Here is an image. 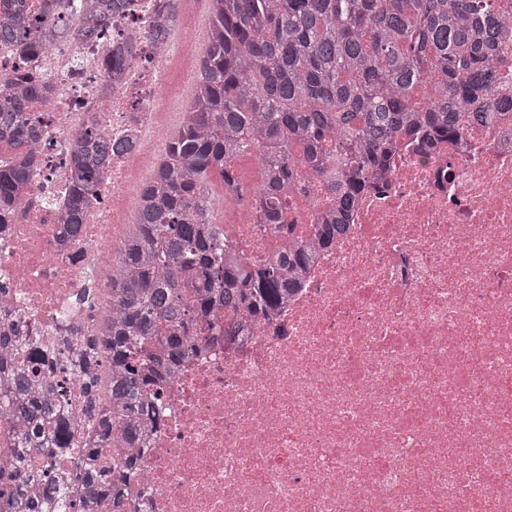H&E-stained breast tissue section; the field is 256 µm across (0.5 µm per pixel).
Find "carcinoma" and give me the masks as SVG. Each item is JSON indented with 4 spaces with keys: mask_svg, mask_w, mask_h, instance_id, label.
Wrapping results in <instances>:
<instances>
[{
    "mask_svg": "<svg viewBox=\"0 0 512 512\" xmlns=\"http://www.w3.org/2000/svg\"><path fill=\"white\" fill-rule=\"evenodd\" d=\"M0 0V47L26 61L57 36L97 41L117 17L134 18V0ZM177 0H157L148 37L155 47L172 36ZM69 15L76 27L64 25ZM512 38V13L497 0H209V25L186 117L169 137L163 163L141 185L134 223L112 275L111 306L103 335L80 337L90 355H106L114 410L95 391L96 372H78L84 399L64 401L62 386L42 370L57 344L0 330V386L11 418L24 425L14 449L18 512H68L75 489L48 475L69 452L75 417L97 435L84 449L79 488L85 496L121 502L126 480L138 471L147 422L157 418L163 374L188 353L189 328L224 309V337L236 335L230 318L262 312L293 288L289 273L307 263L297 245L272 262L234 266L224 261V228L213 222L211 173L235 187V161L256 155L262 169L258 202L262 223L283 235L285 198L300 177L326 182L334 207L319 213L314 238L333 243L341 222L375 173L387 167L395 143L410 137L433 147L463 130L464 118L491 126L512 111V71H496L501 43ZM142 58L126 38L105 60L109 70ZM421 87L433 88L420 99ZM49 83L30 75L0 89V143L16 151L0 168V222L19 218L22 191L39 169L44 117L29 108L47 98ZM129 142L87 125L73 139L69 201L62 219L80 235L87 206L112 162ZM125 449L108 478L104 448Z\"/></svg>",
    "mask_w": 512,
    "mask_h": 512,
    "instance_id": "obj_1",
    "label": "carcinoma"
}]
</instances>
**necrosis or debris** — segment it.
<instances>
[{"label": "necrosis or debris", "instance_id": "1", "mask_svg": "<svg viewBox=\"0 0 512 512\" xmlns=\"http://www.w3.org/2000/svg\"><path fill=\"white\" fill-rule=\"evenodd\" d=\"M127 29L35 61L50 142L24 218L0 226V315L52 341L75 324L98 334L120 215L168 145L165 85L185 43L153 51L139 25L145 59L113 82L104 59ZM91 122L136 146L68 241L66 157ZM324 201L317 182L294 194L296 237ZM255 208L227 226L247 263L287 248ZM162 391L125 512H512V139L402 141L278 315L196 342Z\"/></svg>", "mask_w": 512, "mask_h": 512}]
</instances>
